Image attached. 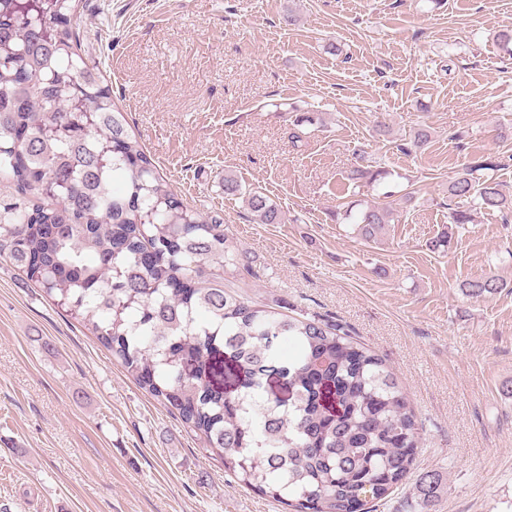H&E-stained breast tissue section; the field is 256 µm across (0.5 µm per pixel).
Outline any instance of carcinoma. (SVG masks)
Returning <instances> with one entry per match:
<instances>
[{
  "instance_id": "obj_1",
  "label": "carcinoma",
  "mask_w": 512,
  "mask_h": 512,
  "mask_svg": "<svg viewBox=\"0 0 512 512\" xmlns=\"http://www.w3.org/2000/svg\"><path fill=\"white\" fill-rule=\"evenodd\" d=\"M81 28L74 0H0V179L50 200L0 211V259L75 315L240 483L289 512H371L407 481L422 447L395 373L344 326L283 316L215 280L212 264L234 278L246 254L158 174L79 52ZM493 168L469 164L448 197L511 215L512 195L485 174ZM387 175L362 155L347 179ZM246 202L258 223L282 222L269 197ZM341 217L370 240L394 212ZM462 288L485 298L501 284L483 276ZM215 357L234 365L236 394L211 383ZM274 378L288 399L265 394ZM441 484L436 473L420 479L422 502Z\"/></svg>"
}]
</instances>
